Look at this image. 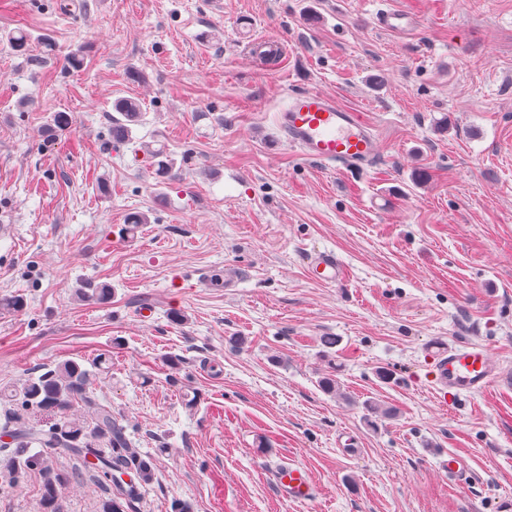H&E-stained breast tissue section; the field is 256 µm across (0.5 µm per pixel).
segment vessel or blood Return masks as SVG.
Wrapping results in <instances>:
<instances>
[{"label":"vessel or blood","instance_id":"b4317fda","mask_svg":"<svg viewBox=\"0 0 512 512\" xmlns=\"http://www.w3.org/2000/svg\"><path fill=\"white\" fill-rule=\"evenodd\" d=\"M276 125L284 142L310 162L366 167L380 153L378 137L362 113L336 104L317 90L291 93L286 107L277 114ZM309 271L316 281L327 285L337 284L346 276L341 262L329 252L314 253ZM433 364L434 380L446 392L480 393L503 378L483 344L441 351ZM271 478L282 497L295 502L310 500L311 478L298 464L276 466Z\"/></svg>","mask_w":512,"mask_h":512}]
</instances>
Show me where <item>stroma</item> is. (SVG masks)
<instances>
[{"mask_svg": "<svg viewBox=\"0 0 512 512\" xmlns=\"http://www.w3.org/2000/svg\"><path fill=\"white\" fill-rule=\"evenodd\" d=\"M208 2L0 0V32L32 36L0 45V298L25 301L0 315V388L110 353L90 389L153 463L125 512H512V384L432 381L436 343L512 374V0ZM267 36L281 62L256 56ZM302 89L361 112L379 157L303 160L274 120ZM119 97L143 111L122 143ZM319 251L341 283L311 278ZM228 266L235 287H210ZM289 460L311 502L270 482ZM40 485L0 475V512H42ZM111 492L70 481L61 512ZM309 271L321 283L335 285L346 277L344 266L330 252H317L311 255Z\"/></svg>", "mask_w": 512, "mask_h": 512, "instance_id": "1", "label": "stroma"}]
</instances>
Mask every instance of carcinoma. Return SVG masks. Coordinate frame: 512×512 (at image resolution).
<instances>
[{
  "instance_id": "1",
  "label": "carcinoma",
  "mask_w": 512,
  "mask_h": 512,
  "mask_svg": "<svg viewBox=\"0 0 512 512\" xmlns=\"http://www.w3.org/2000/svg\"><path fill=\"white\" fill-rule=\"evenodd\" d=\"M19 53L27 50L30 35L17 28L2 35ZM113 110L120 117L112 119V137L123 140L131 126L140 121L141 106L131 99L115 102ZM156 173L170 176L174 166L164 149L151 152ZM90 371L76 361H66L38 376L30 374L11 389L0 390L4 404V423L0 437L10 438L6 461L13 480L19 483L30 472L41 475L43 512H61L62 487L73 478L57 468L54 457L73 456L80 467L100 481L113 482L115 473L130 475L127 483H117V495L103 502L102 512H123L121 501L137 498L138 488L152 477V463L144 458L126 436L123 426L112 416V408L99 403L89 390ZM84 412H74V406ZM37 446L41 451L32 453Z\"/></svg>"
}]
</instances>
